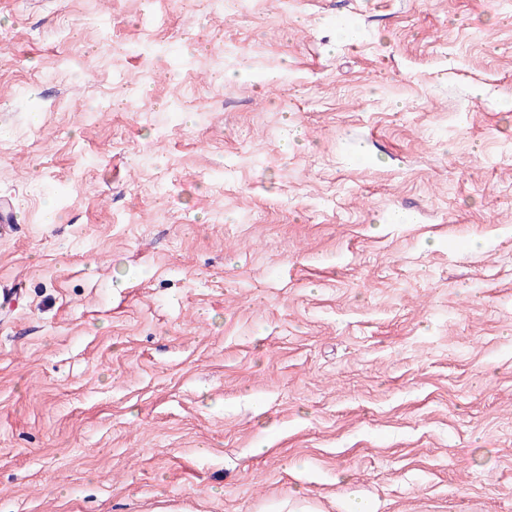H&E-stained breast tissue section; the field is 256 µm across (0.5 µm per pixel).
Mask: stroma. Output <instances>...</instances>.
<instances>
[{"instance_id":"stroma-1","label":"stroma","mask_w":512,"mask_h":512,"mask_svg":"<svg viewBox=\"0 0 512 512\" xmlns=\"http://www.w3.org/2000/svg\"><path fill=\"white\" fill-rule=\"evenodd\" d=\"M1 197L0 512H512L498 0H0Z\"/></svg>"}]
</instances>
